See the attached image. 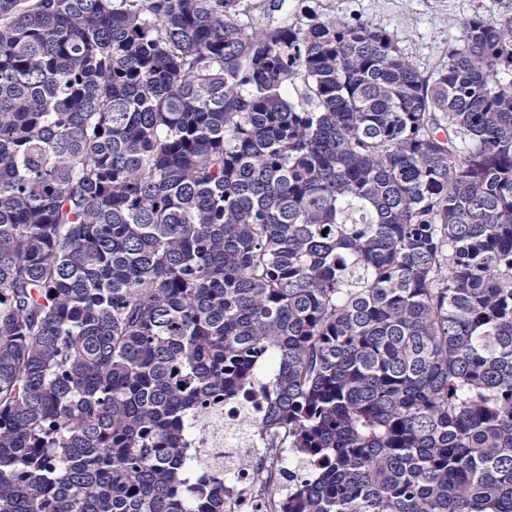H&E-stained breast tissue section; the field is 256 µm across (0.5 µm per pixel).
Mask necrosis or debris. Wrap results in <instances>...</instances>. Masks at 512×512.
I'll return each mask as SVG.
<instances>
[{
	"label": "necrosis or debris",
	"instance_id": "4bbe7bcc",
	"mask_svg": "<svg viewBox=\"0 0 512 512\" xmlns=\"http://www.w3.org/2000/svg\"><path fill=\"white\" fill-rule=\"evenodd\" d=\"M269 398L267 382H257L234 400L207 404L191 426L189 450L224 468V512H275L310 473L305 460L281 463L277 449L264 446L255 424L267 415Z\"/></svg>",
	"mask_w": 512,
	"mask_h": 512
}]
</instances>
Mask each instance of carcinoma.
I'll use <instances>...</instances> for the list:
<instances>
[{
  "mask_svg": "<svg viewBox=\"0 0 512 512\" xmlns=\"http://www.w3.org/2000/svg\"><path fill=\"white\" fill-rule=\"evenodd\" d=\"M311 2L0 0V512H224L270 361L288 512H512V15ZM512 0H319V13L346 21L370 20L392 32L400 47L424 71L447 60L462 36L459 22L477 7L501 19ZM269 391L268 382L258 381L232 401L207 403L200 422L192 423L189 450L224 466L225 512H277L273 510L278 505L266 494L264 483L254 478L255 471L276 482L282 511L296 485L310 473L305 460L289 457L288 468L281 467L278 448H265L255 424L268 413ZM244 418L251 420L250 427L242 425Z\"/></svg>",
  "mask_w": 512,
  "mask_h": 512,
  "instance_id": "cac0c4a2",
  "label": "carcinoma"
}]
</instances>
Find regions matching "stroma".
I'll list each match as a JSON object with an SVG mask.
<instances>
[{
	"instance_id": "1",
	"label": "stroma",
	"mask_w": 512,
	"mask_h": 512,
	"mask_svg": "<svg viewBox=\"0 0 512 512\" xmlns=\"http://www.w3.org/2000/svg\"><path fill=\"white\" fill-rule=\"evenodd\" d=\"M512 0H319L320 13L350 22L370 20L392 32L425 71L448 57L462 35L459 22L474 10L502 18Z\"/></svg>"
}]
</instances>
